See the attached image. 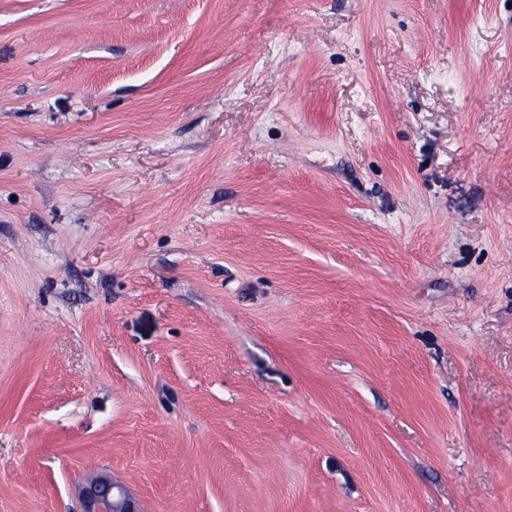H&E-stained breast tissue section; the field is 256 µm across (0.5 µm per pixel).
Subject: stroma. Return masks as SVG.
Masks as SVG:
<instances>
[{"mask_svg": "<svg viewBox=\"0 0 512 512\" xmlns=\"http://www.w3.org/2000/svg\"><path fill=\"white\" fill-rule=\"evenodd\" d=\"M512 512V0H0V512ZM79 500L80 512H144L132 492L107 472L87 478Z\"/></svg>", "mask_w": 512, "mask_h": 512, "instance_id": "35a3bbf8", "label": "stroma"}]
</instances>
